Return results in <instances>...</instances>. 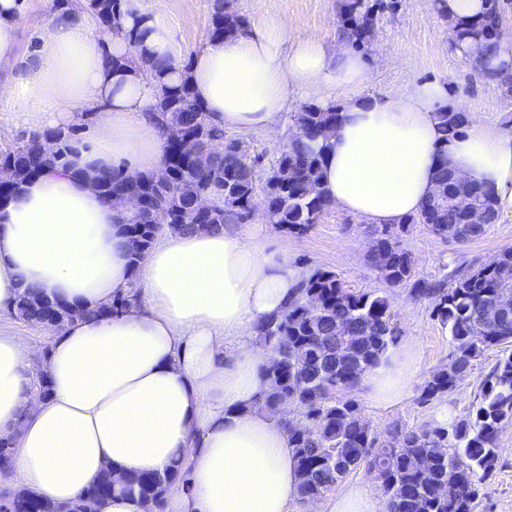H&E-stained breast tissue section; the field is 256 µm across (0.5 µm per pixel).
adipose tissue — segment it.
<instances>
[{
  "label": "adipose tissue",
  "instance_id": "adipose-tissue-1",
  "mask_svg": "<svg viewBox=\"0 0 512 512\" xmlns=\"http://www.w3.org/2000/svg\"><path fill=\"white\" fill-rule=\"evenodd\" d=\"M489 7L436 3L452 32L481 25ZM22 10V0H0V66L10 69L0 101L10 122L43 132L84 112L96 121L66 169L28 177L18 196L0 202V312L29 286L91 311L129 290L136 300L118 316L66 324L41 360L0 327V437L13 443L0 488L66 502L103 471L117 482L160 473L183 450L190 488H170L169 512H288L298 496L296 459L282 420L257 402L272 354L254 340L293 297L299 272L229 225L164 234L132 270L121 210L92 176L161 167L154 113L162 83H189L224 128L269 133L292 92L343 97L321 182L337 209L371 224L398 225L417 213L443 160L488 188L497 211L512 213V130L481 126L441 142L439 109H465L443 85L417 83L398 99L366 95L367 63L347 40L304 39L281 22L208 38L190 55L162 16L129 11L114 34L76 5L51 17L23 59ZM455 48L491 86L512 78L505 47L489 53L467 38ZM112 56L126 65L109 64ZM140 56L169 61L164 78L147 75ZM416 371V354L405 348L394 365L369 372L371 399L402 400Z\"/></svg>",
  "mask_w": 512,
  "mask_h": 512
}]
</instances>
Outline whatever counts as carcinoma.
<instances>
[{"mask_svg": "<svg viewBox=\"0 0 512 512\" xmlns=\"http://www.w3.org/2000/svg\"><path fill=\"white\" fill-rule=\"evenodd\" d=\"M100 24L120 27V0H86ZM382 2L365 8L354 3L342 30L360 41L373 27L374 13ZM246 31L245 21L214 0L210 35ZM159 124L166 144L190 135L198 141L192 159L164 161L157 171L130 181L120 171L96 176L99 192L107 200L117 198L147 201L148 208L132 207L127 220L131 239L130 259L138 266L156 238L164 231L220 230L226 224H242L251 215L257 197L266 206V219L295 233L311 229L333 207L320 186L322 158L336 132V107L309 105L291 115L292 126L302 134L289 138L273 161L263 183H258L256 165L246 164L249 147L226 135L224 128L196 107L189 87L160 83ZM443 142L462 132L469 123L460 112H440ZM74 129L50 133L57 145L50 153L30 135L13 149L0 152V166L11 168L16 180L10 196L17 195L28 177L67 166ZM224 141L216 153L210 144ZM473 199L486 214V223L498 219L495 203L479 182L470 187ZM206 195L212 206L200 211L195 198ZM161 213L166 222L157 223ZM408 224H425L443 239L467 242L484 233V225L469 224L451 206L448 195L434 193L406 223L398 227L372 225L371 254H388L378 269L390 287L412 284L411 294L427 297L439 323L448 328L455 346V359L447 368L435 370L424 381L420 399L440 400L452 391L462 374L485 351L496 348L500 355L481 382V393L472 415L447 427L400 428L379 439L365 420L362 408L351 396L366 374L388 352L396 336L390 298L377 291H353L336 274L317 270L299 282L296 295L284 313L257 329L259 341L281 351V362L265 368L268 387L259 397L274 409L292 401L301 410L294 423L283 420L288 444L298 462L299 500L303 503L323 496L361 466L377 469L383 478L387 512H474L477 481L496 466L497 439L503 424L512 422V318L499 320L490 307L505 290L494 268L481 265L466 271L453 270L441 280L416 279L411 253L403 245ZM129 297L118 296L93 310L83 309L42 296L27 288L15 304L14 316L48 329L88 316L120 314ZM189 483V471L178 457L170 468L149 477L133 476L120 488L136 493L164 508L168 486ZM115 492L110 473L75 500L56 503L23 490L7 494L12 512H103Z\"/></svg>", "mask_w": 512, "mask_h": 512, "instance_id": "carcinoma-1", "label": "carcinoma"}]
</instances>
